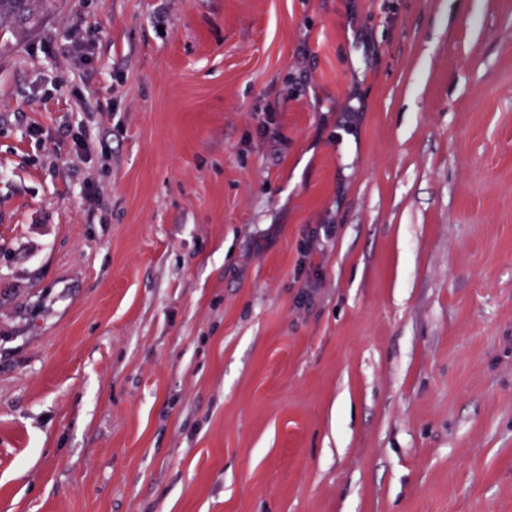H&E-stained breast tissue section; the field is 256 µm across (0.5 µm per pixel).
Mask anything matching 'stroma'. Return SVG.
I'll use <instances>...</instances> for the list:
<instances>
[{"mask_svg":"<svg viewBox=\"0 0 512 512\" xmlns=\"http://www.w3.org/2000/svg\"><path fill=\"white\" fill-rule=\"evenodd\" d=\"M0 512H512V0L0 30Z\"/></svg>","mask_w":512,"mask_h":512,"instance_id":"stroma-1","label":"stroma"}]
</instances>
